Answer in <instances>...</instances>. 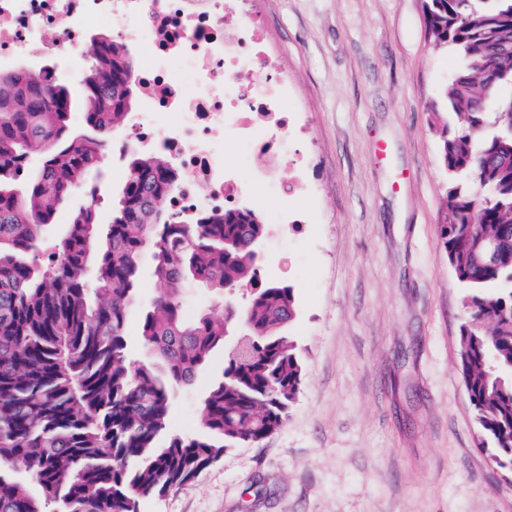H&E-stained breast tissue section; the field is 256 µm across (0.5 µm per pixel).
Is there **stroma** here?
Returning a JSON list of instances; mask_svg holds the SVG:
<instances>
[{"instance_id":"1","label":"stroma","mask_w":512,"mask_h":512,"mask_svg":"<svg viewBox=\"0 0 512 512\" xmlns=\"http://www.w3.org/2000/svg\"><path fill=\"white\" fill-rule=\"evenodd\" d=\"M264 47L297 120L301 165L228 147L229 175L274 167L302 194L240 202L270 224L259 284L295 290V340L304 379L283 427L225 450L193 480L145 498L139 512H512V473L479 446L458 369L467 314L440 236L448 177L431 107L459 66L435 45L424 0H250ZM144 107L114 132L96 179L74 189L112 221L125 185L122 143ZM144 256L128 317L132 358L143 354L140 312L155 297ZM251 289L187 293L188 314L247 303ZM216 353L174 398L169 431L198 433Z\"/></svg>"}]
</instances>
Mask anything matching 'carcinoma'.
I'll list each match as a JSON object with an SVG mask.
<instances>
[{
    "instance_id": "obj_1",
    "label": "carcinoma",
    "mask_w": 512,
    "mask_h": 512,
    "mask_svg": "<svg viewBox=\"0 0 512 512\" xmlns=\"http://www.w3.org/2000/svg\"><path fill=\"white\" fill-rule=\"evenodd\" d=\"M430 32L460 59L433 106L448 192L440 234L468 305L487 318L461 327L459 358L479 447L512 463V0H425ZM135 60L104 35L78 90L54 76L0 71V512H138L139 500L194 478L224 450L256 444L285 423L303 377L295 342L294 288L257 285L251 243L256 213L178 221L163 200L179 174L160 154L130 151L112 223L92 205L73 212L51 263L30 260L40 232L73 187L91 183L102 146L134 104ZM80 94L84 125L70 117ZM41 157L19 187L13 166ZM156 296L141 315L140 360L128 351L127 319L146 246ZM203 284L259 286L244 310L221 319L185 314L180 293ZM244 318L253 337L233 353L229 330ZM218 350L222 377L207 390L201 430L166 436L174 393L193 384Z\"/></svg>"
}]
</instances>
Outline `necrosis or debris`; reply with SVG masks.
I'll list each match as a JSON object with an SVG mask.
<instances>
[{"label":"necrosis or debris","instance_id":"1","mask_svg":"<svg viewBox=\"0 0 512 512\" xmlns=\"http://www.w3.org/2000/svg\"><path fill=\"white\" fill-rule=\"evenodd\" d=\"M245 0H0V68L58 59L81 71L86 38L114 31L134 44L135 78L146 108L127 146L158 149L180 173L165 200L175 216L223 214L241 187L224 177V149L286 145L282 86L269 78L261 23L247 16L236 39L224 38V14ZM255 78L244 83L242 71Z\"/></svg>","mask_w":512,"mask_h":512}]
</instances>
